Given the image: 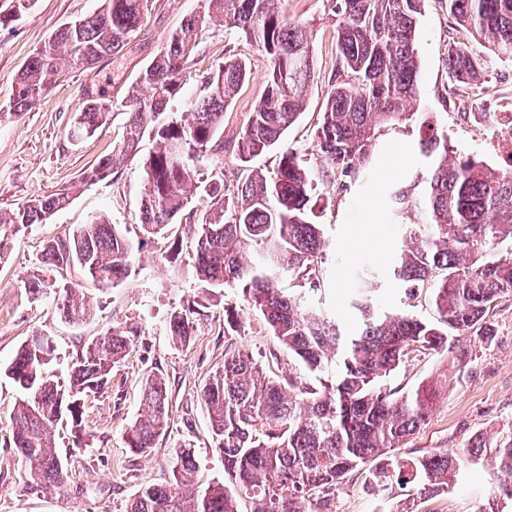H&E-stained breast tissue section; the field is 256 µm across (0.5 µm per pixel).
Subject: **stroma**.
Wrapping results in <instances>:
<instances>
[{
    "label": "stroma",
    "instance_id": "1",
    "mask_svg": "<svg viewBox=\"0 0 512 512\" xmlns=\"http://www.w3.org/2000/svg\"><path fill=\"white\" fill-rule=\"evenodd\" d=\"M99 5L100 0H37L20 20L0 28V107L9 106L17 72L48 36L62 24L93 13ZM196 5L197 0H151L144 25L119 54L90 69L65 71L35 108L0 122V216L10 217L28 200L54 193L111 154L125 133V112L114 110L108 125L76 145L68 136L74 116L91 96L121 102L165 37ZM283 7L289 16L306 22L314 45L315 79L309 87L307 106L284 137L285 147L308 155L325 108L328 79L337 71V23L329 0H283ZM469 38L467 31L456 27L441 0H426L416 31L419 76L418 97L412 106L415 121L379 133L369 181L343 192L333 187L317 191L315 221L322 224L326 243L322 264L325 279L321 292L310 296L309 302L335 318L342 331L356 327L349 301L357 288L353 272L359 266H373L379 274V290L372 295L375 305L399 309L405 301L402 286L388 271L390 253L399 241L398 226L388 218L380 224L362 226L357 220L370 201L387 210L386 197L372 199V180L392 151L412 155L418 120L436 121L453 146L491 164L498 161L503 145L512 139V131L497 127L493 120L494 113L512 105V60L484 52V82L476 89L448 78L450 42ZM242 51L232 30L218 26L209 29L190 63L182 95L171 106L173 117L187 119L185 102L196 96L202 76ZM250 63L248 79L224 112L223 149L206 151L198 160L202 190L192 208L175 217L164 233L146 235L141 225L142 158L157 148L156 140L149 136L143 137L139 156L78 193L46 222L0 229V512H127L142 485L168 478L171 449L186 443L191 444L198 461L199 484L223 481L224 460L196 398L210 372L225 358L246 352L271 377L284 380L303 375L301 364L288 356L240 294L220 289L205 292L192 270L195 245L189 224L193 214L205 210L207 189L218 182L232 187L250 171H268L278 162L274 151L247 167L235 155V139L265 87L266 59L254 52ZM98 217L118 225L139 248L130 258L126 278L114 287H99L76 267L56 272V279L79 288L90 306L91 317L74 326L60 319L54 295L33 297L26 281L38 267L47 242L72 234ZM356 228L362 231L357 240L351 237ZM173 250L178 251L179 258L172 263L168 255ZM194 301L200 312L196 336L189 346H174L169 317ZM228 305L236 306L241 316L240 332L224 330V308ZM489 320L497 336L495 343L474 344L471 360L461 371L448 372L447 354L424 351L411 354L390 378V386L404 392L422 383L448 382L426 423L394 449V456L409 458L461 448L474 433H489L512 424V297L498 302ZM113 327L130 339L131 350L113 370L105 391L86 406L92 437L79 447L70 427H58L56 448L71 459L70 475L60 485L27 488L11 446L19 391L4 375V368L21 345L40 336L53 348L50 370L59 378H67L71 361L84 344ZM153 374L166 380L171 421L151 455L141 457L129 452L122 435L138 417L143 383ZM371 469L367 463L347 475L328 512H478L496 482L490 467L468 464L448 491L421 499L408 495L392 481L372 484Z\"/></svg>",
    "mask_w": 512,
    "mask_h": 512
}]
</instances>
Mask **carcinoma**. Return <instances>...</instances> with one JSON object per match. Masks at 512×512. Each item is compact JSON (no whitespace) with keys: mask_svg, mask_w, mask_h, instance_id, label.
<instances>
[{"mask_svg":"<svg viewBox=\"0 0 512 512\" xmlns=\"http://www.w3.org/2000/svg\"><path fill=\"white\" fill-rule=\"evenodd\" d=\"M198 2L129 89L122 104L128 110L126 136L112 155L72 184L29 200L10 223H43L80 187L106 179L136 155L148 131L158 149L144 162L141 224L148 234L166 229L200 188L199 153L217 145L224 108L248 75L246 56L226 60L201 82L188 105L191 119L164 117L168 103L181 95L203 32L216 22L269 64L264 92L237 139L238 160L248 163L267 153L299 120L314 76L308 26L288 19L282 0ZM424 2L331 0L343 79L328 89L315 131V161L282 150L276 167L239 183L231 202L214 191L194 225L197 280L205 288L241 293L280 346L303 364L308 379L272 378L247 353L224 359L198 393L224 458V481L197 485L194 451L184 444L171 449L169 480L144 485L128 512H317L328 508L347 473L379 458L373 482L394 480L421 496L447 490L464 464L486 462L509 477L495 500L512 501V425L480 432L464 448L392 460L390 450L425 423L438 387L402 393L383 384L415 351L446 352L451 367L461 370L468 354L455 350L457 338L474 334L483 345L494 343L489 311L512 297V152L496 166L472 153L450 160L447 135L434 121L421 122L415 151L424 172L418 191L398 185L388 190L391 219L401 225L404 240L391 256L392 275L405 287L408 308L388 312L374 306L369 294L378 274L371 266L354 272L368 289L352 302L356 332L344 335L334 320L306 307V294L321 290L323 282V230L312 221L316 186L346 191L364 181L377 133L411 116L419 71L415 32ZM442 2L472 36L449 46L448 77L477 87L484 81L482 50L512 59V0ZM148 5L102 0L97 12L58 28L17 74L7 115L36 106L60 73V59L80 70L122 51L141 28ZM113 107L110 100L88 99L70 138L77 142L105 125ZM133 251L134 243L99 217L70 235V247L56 238L46 244L44 270L32 275L28 290L36 296L56 290L60 318L83 323L90 306L50 272L77 266L107 287L125 275ZM283 281L299 289L279 287ZM423 300L433 310L430 320L414 312ZM198 315L193 305L172 313L168 327L175 344L192 342ZM128 352L123 332L108 330L83 346L61 381L48 369L41 341L19 348L6 374L22 392L12 445L28 487L64 482L55 430L67 420L76 436L86 431V403L106 388ZM168 427L166 383L154 374L144 383L142 412L125 430L126 448L147 457Z\"/></svg>","mask_w":512,"mask_h":512,"instance_id":"1","label":"carcinoma"}]
</instances>
